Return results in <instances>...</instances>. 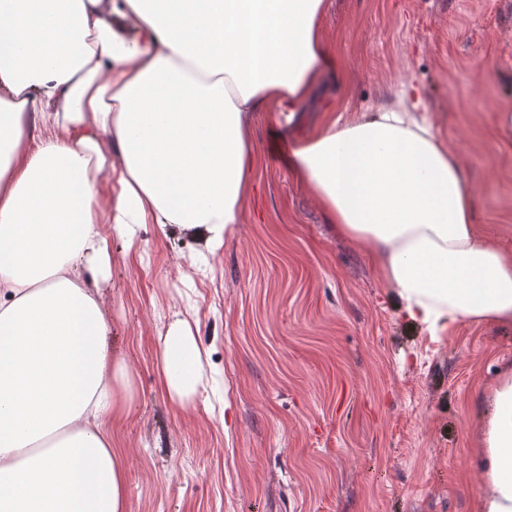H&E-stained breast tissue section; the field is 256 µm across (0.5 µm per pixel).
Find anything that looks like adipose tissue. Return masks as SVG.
I'll use <instances>...</instances> for the list:
<instances>
[{"label":"adipose tissue","mask_w":512,"mask_h":512,"mask_svg":"<svg viewBox=\"0 0 512 512\" xmlns=\"http://www.w3.org/2000/svg\"><path fill=\"white\" fill-rule=\"evenodd\" d=\"M324 14L325 0H0V512H127L111 424L134 381L91 283L138 231L208 250L234 233L254 180L248 117L288 125L311 98ZM289 162L406 320L434 336L512 325V252L476 224L419 85L326 116ZM157 368L176 407L206 392L186 321ZM485 400L473 512H512V364Z\"/></svg>","instance_id":"obj_1"}]
</instances>
